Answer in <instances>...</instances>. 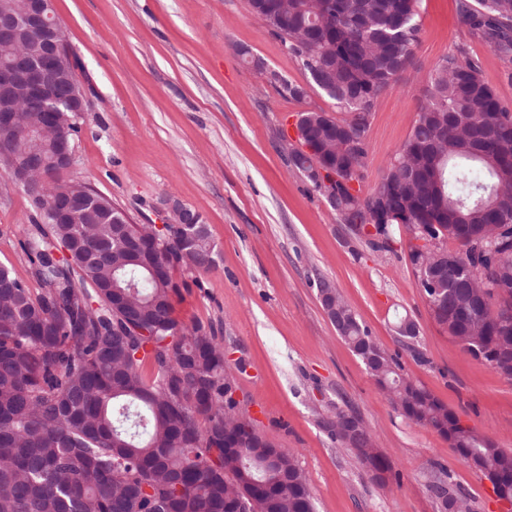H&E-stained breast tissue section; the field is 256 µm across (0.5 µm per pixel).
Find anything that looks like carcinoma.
<instances>
[{"instance_id":"obj_1","label":"carcinoma","mask_w":512,"mask_h":512,"mask_svg":"<svg viewBox=\"0 0 512 512\" xmlns=\"http://www.w3.org/2000/svg\"><path fill=\"white\" fill-rule=\"evenodd\" d=\"M248 0L251 13L334 105L374 112L412 64L420 43L419 0ZM472 32L512 66V0H459ZM38 49L20 36L0 44V59ZM303 140L288 157L336 176L344 224H370L390 251L395 234L428 227L460 248L448 257L443 298L425 294L436 321L463 351L512 379V111L483 79L465 48L428 72L417 120L365 199V133L348 119L299 113ZM310 146L307 155L302 146ZM58 138H12V154L37 156L46 181L26 188L35 213L19 241L36 287L0 263V512H315L305 471L288 448L269 461L261 435L234 398L231 368L213 325L175 315L177 267L205 274L217 245L208 225L193 238L172 224H136L110 199L112 221L88 209L57 224V192H89L64 181L54 162ZM414 270L434 261L427 245L410 251ZM336 333L359 357L375 343L328 281ZM365 367L395 410L448 440L461 460L487 474L499 499L512 501V451L460 424L448 407L399 373L378 351ZM354 426L350 445L367 471H391L372 431L339 405L323 427L344 440L336 420ZM427 489L447 512H472L471 500L440 468Z\"/></svg>"}]
</instances>
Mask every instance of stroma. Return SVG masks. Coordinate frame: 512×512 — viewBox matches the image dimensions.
I'll use <instances>...</instances> for the list:
<instances>
[{"label":"stroma","instance_id":"35a3bbf8","mask_svg":"<svg viewBox=\"0 0 512 512\" xmlns=\"http://www.w3.org/2000/svg\"><path fill=\"white\" fill-rule=\"evenodd\" d=\"M79 87L91 104L77 119L65 179L86 182L138 224H161L166 199L201 213L217 244L207 274L175 270V313L214 325L232 358L242 412L261 434L295 452L317 512H439L426 476L444 466L474 512H512L491 482L461 462L437 432L398 414L361 359L337 335L316 282L338 288L378 345L463 425L512 449V379L462 352L436 323L409 260L404 233L391 251L355 237L282 149L298 113L334 112L309 89L300 102L258 77L238 48L288 81L308 79L247 0H54ZM414 63L391 83L367 132V195L409 137L423 81L441 58L467 46L485 81L512 107V71L472 35L457 0H421ZM31 197L0 166V263L27 278L18 242ZM416 338L400 337L398 318ZM354 410L390 459L373 480L320 422L330 405Z\"/></svg>","mask_w":512,"mask_h":512}]
</instances>
